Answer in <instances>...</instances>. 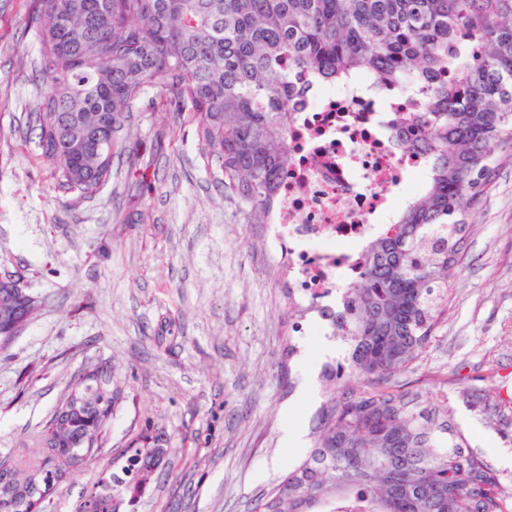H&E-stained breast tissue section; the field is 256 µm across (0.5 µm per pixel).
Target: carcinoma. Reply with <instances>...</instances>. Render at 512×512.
I'll return each instance as SVG.
<instances>
[{
    "instance_id": "cac0c4a2",
    "label": "carcinoma",
    "mask_w": 512,
    "mask_h": 512,
    "mask_svg": "<svg viewBox=\"0 0 512 512\" xmlns=\"http://www.w3.org/2000/svg\"><path fill=\"white\" fill-rule=\"evenodd\" d=\"M43 94L34 111L41 162L59 188L94 197L112 177L118 132L149 89L175 95L196 118L204 166L260 224L288 167V89L278 63L341 82L369 73L386 85L427 81L451 65L417 126L430 181L369 241L347 288L339 328L350 354L327 374L310 452L254 512H512L489 465L448 416L402 393L394 377L417 366L441 312L436 289L457 262L454 237L512 147V0H27ZM20 305L0 288V315ZM117 395L96 369L59 401L36 444L43 462L0 469L23 493L64 477L74 452L102 446ZM165 449L133 448L113 482L141 492ZM91 512H118L111 484Z\"/></svg>"
}]
</instances>
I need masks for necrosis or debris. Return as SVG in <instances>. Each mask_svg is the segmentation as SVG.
<instances>
[{
	"label": "necrosis or debris",
	"mask_w": 512,
	"mask_h": 512,
	"mask_svg": "<svg viewBox=\"0 0 512 512\" xmlns=\"http://www.w3.org/2000/svg\"><path fill=\"white\" fill-rule=\"evenodd\" d=\"M287 171L268 215L294 308L333 325L366 243L426 180L428 157L399 121L430 96L419 83L386 89L367 75L336 84L292 76Z\"/></svg>",
	"instance_id": "4bbe7bcc"
}]
</instances>
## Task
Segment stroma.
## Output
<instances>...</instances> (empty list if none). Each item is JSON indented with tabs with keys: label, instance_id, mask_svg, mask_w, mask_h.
<instances>
[{
	"label": "stroma",
	"instance_id": "obj_1",
	"mask_svg": "<svg viewBox=\"0 0 512 512\" xmlns=\"http://www.w3.org/2000/svg\"><path fill=\"white\" fill-rule=\"evenodd\" d=\"M20 0H0V272L38 303L0 351V460L37 464L31 441L85 373L112 369L105 442L46 512H72L121 474L130 448L167 455L122 512H250L313 446L347 350L296 331L267 227L246 223L205 169L190 113L147 92L126 149L91 199L58 190L29 123L41 86ZM469 210L430 346L402 391L450 425L512 491V153ZM304 441L285 447L287 423Z\"/></svg>",
	"mask_w": 512,
	"mask_h": 512
}]
</instances>
